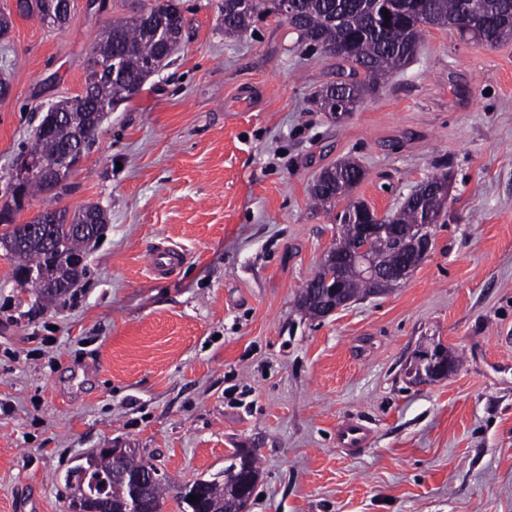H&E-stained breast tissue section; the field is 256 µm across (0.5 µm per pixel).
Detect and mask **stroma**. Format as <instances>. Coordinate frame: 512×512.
Masks as SVG:
<instances>
[{
    "label": "stroma",
    "mask_w": 512,
    "mask_h": 512,
    "mask_svg": "<svg viewBox=\"0 0 512 512\" xmlns=\"http://www.w3.org/2000/svg\"><path fill=\"white\" fill-rule=\"evenodd\" d=\"M139 3L72 0L59 29L14 15L0 203L47 108L82 93L92 46ZM217 3L181 0L178 49L107 114L66 189L16 216L96 203L109 221L48 309L0 256V512H66L68 469L100 448L139 449L172 490L254 450L247 512H512V41L426 29L339 122L311 103L334 57L274 15L224 36ZM346 158L365 179L315 208L314 178ZM443 173L435 249L406 283L301 313L350 200L386 213ZM161 242L187 253L165 277L148 269ZM434 341L462 367L411 383ZM353 417L373 430L360 451L335 437Z\"/></svg>",
    "instance_id": "35a3bbf8"
}]
</instances>
